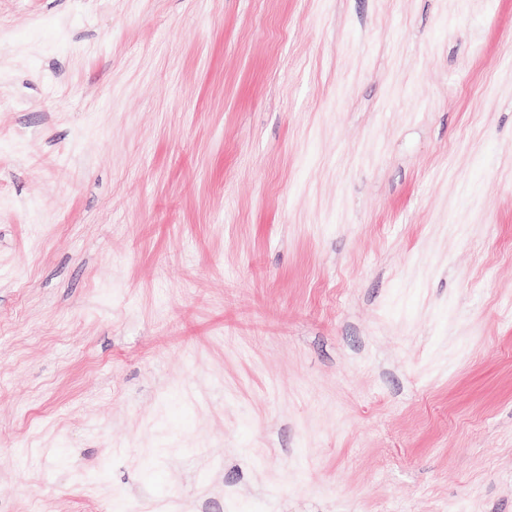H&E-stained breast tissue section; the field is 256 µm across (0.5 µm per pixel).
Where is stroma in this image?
<instances>
[{"label": "stroma", "mask_w": 512, "mask_h": 512, "mask_svg": "<svg viewBox=\"0 0 512 512\" xmlns=\"http://www.w3.org/2000/svg\"><path fill=\"white\" fill-rule=\"evenodd\" d=\"M512 512V0H0V512Z\"/></svg>", "instance_id": "1"}]
</instances>
